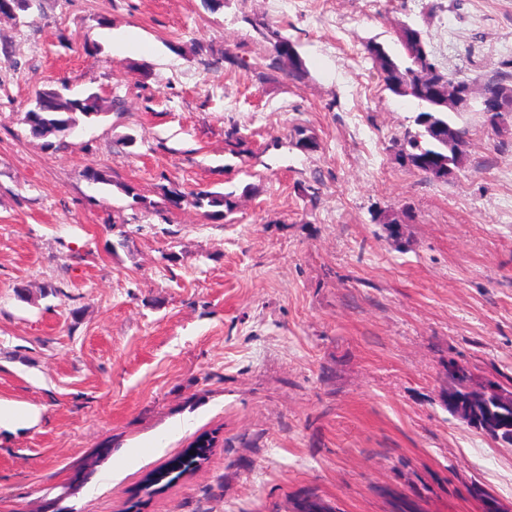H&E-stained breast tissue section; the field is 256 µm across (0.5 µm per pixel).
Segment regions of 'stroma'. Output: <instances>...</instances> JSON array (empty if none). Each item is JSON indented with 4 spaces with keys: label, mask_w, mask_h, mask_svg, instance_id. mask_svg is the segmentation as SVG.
<instances>
[{
    "label": "stroma",
    "mask_w": 512,
    "mask_h": 512,
    "mask_svg": "<svg viewBox=\"0 0 512 512\" xmlns=\"http://www.w3.org/2000/svg\"><path fill=\"white\" fill-rule=\"evenodd\" d=\"M263 23L303 80L267 67ZM404 23L457 77L512 67V0H40L0 19V403L28 415L0 427V512H122L205 431L208 462L143 512H295L310 494L482 512L476 484L512 512V446L443 401L449 362L512 377V113L496 130L465 115L447 179L403 166L417 110L351 58L397 49ZM132 28L147 52L117 54ZM63 84L120 108L32 136L37 92ZM170 183L251 191L215 221L155 212ZM257 39L260 42L269 45L270 61L267 66L270 69L285 70L286 74L294 80H301L306 75V69L302 58L297 50L296 44L286 35L282 34L281 30L270 25H264L256 30ZM288 55L290 56L293 65L288 67Z\"/></svg>",
    "instance_id": "obj_1"
}]
</instances>
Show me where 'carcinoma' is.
<instances>
[{
    "label": "carcinoma",
    "instance_id": "cac0c4a2",
    "mask_svg": "<svg viewBox=\"0 0 512 512\" xmlns=\"http://www.w3.org/2000/svg\"><path fill=\"white\" fill-rule=\"evenodd\" d=\"M257 39L269 45V64L271 69L286 70L294 80H301L306 75L304 63L296 44L281 30L264 25L256 30ZM400 52L395 53L384 44L369 40L364 44L365 58L370 60L378 71L385 87L395 92L394 79H403L408 96L412 97L420 108L414 118L416 129L407 131L399 144L398 156L402 164L409 166L429 178L439 179L441 174L437 167L446 171L458 168L463 162V152L447 142L434 137L432 129L436 125H446L454 130L455 140L462 142L467 135L464 127L458 126L448 110L434 100L429 87L421 80V72L429 71L433 78H453V75L441 68L425 40H398ZM39 95L49 98V110L25 113V122L36 137H48L64 132L63 124L75 125L79 120L96 121L116 107V103H107L98 93H90L81 98L60 95L57 90H43ZM191 198V204L202 211L209 219H224L231 215L238 205L236 191L214 192L198 190L189 194L181 191L178 202ZM454 399L448 404V411L453 413L458 408L469 407L478 419H485L497 412L494 404L473 407L465 391L464 380H454ZM214 437L204 433L196 437L189 445L166 461L159 468L149 472L141 481L139 490L151 497L164 491L184 476L199 469L211 455Z\"/></svg>",
    "mask_w": 512,
    "mask_h": 512
}]
</instances>
